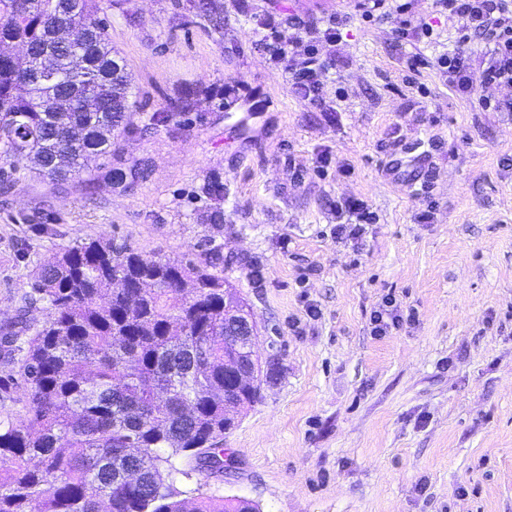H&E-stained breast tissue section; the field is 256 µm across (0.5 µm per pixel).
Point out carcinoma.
<instances>
[{"label":"carcinoma","mask_w":512,"mask_h":512,"mask_svg":"<svg viewBox=\"0 0 512 512\" xmlns=\"http://www.w3.org/2000/svg\"><path fill=\"white\" fill-rule=\"evenodd\" d=\"M112 0H0V176L26 163L39 178L93 184L90 163L112 160L133 123L125 60L100 13ZM187 9L222 23L216 0ZM57 74L21 73L14 49ZM147 256L110 240L66 246L25 293L48 316L21 340V410L0 415V512H259L194 481L224 469V437L260 396L259 360L240 356L253 381L224 373V353L245 342L226 306L246 305L215 271Z\"/></svg>","instance_id":"1"}]
</instances>
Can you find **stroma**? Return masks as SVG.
<instances>
[{"label":"stroma","instance_id":"35a3bbf8","mask_svg":"<svg viewBox=\"0 0 512 512\" xmlns=\"http://www.w3.org/2000/svg\"><path fill=\"white\" fill-rule=\"evenodd\" d=\"M182 2L114 0L104 14L141 107L112 166L145 161L148 178L89 188L21 170L0 188V327L45 320L24 294L60 247L220 252L257 324L261 397L204 481L261 512H512V87L486 89L500 103L487 111L412 66L453 45L432 0L413 14L434 34L412 42L399 19L353 16L355 0H220L217 30ZM269 14L346 15L323 92L333 119L259 49ZM181 99L188 111L148 123ZM348 196L378 217L359 247L330 234ZM427 208L432 222L416 223ZM389 294L413 319L372 335Z\"/></svg>","mask_w":512,"mask_h":512}]
</instances>
